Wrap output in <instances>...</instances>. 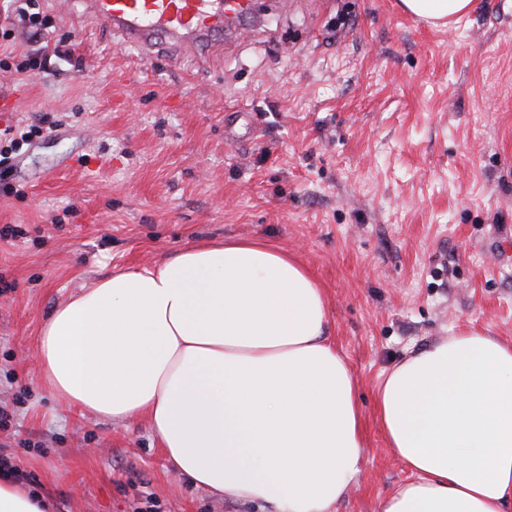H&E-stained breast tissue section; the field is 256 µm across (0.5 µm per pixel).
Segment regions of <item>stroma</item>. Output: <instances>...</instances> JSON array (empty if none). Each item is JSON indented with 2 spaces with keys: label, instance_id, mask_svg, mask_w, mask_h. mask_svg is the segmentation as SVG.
Wrapping results in <instances>:
<instances>
[{
  "label": "stroma",
  "instance_id": "obj_1",
  "mask_svg": "<svg viewBox=\"0 0 512 512\" xmlns=\"http://www.w3.org/2000/svg\"><path fill=\"white\" fill-rule=\"evenodd\" d=\"M0 71V130L40 126L0 172V455L53 512H256L188 487L146 419L73 413L38 383L55 306L112 273L259 237L324 288L358 384L361 473L336 512H380L410 473L375 394L465 327L512 341V0L451 30L398 0H257L241 35L143 49L71 0Z\"/></svg>",
  "mask_w": 512,
  "mask_h": 512
}]
</instances>
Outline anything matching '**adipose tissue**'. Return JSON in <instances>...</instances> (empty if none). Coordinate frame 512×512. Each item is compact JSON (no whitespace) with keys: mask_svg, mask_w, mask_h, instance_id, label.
Segmentation results:
<instances>
[{"mask_svg":"<svg viewBox=\"0 0 512 512\" xmlns=\"http://www.w3.org/2000/svg\"><path fill=\"white\" fill-rule=\"evenodd\" d=\"M455 26L477 0H401ZM323 289L259 239L191 247L56 306L36 355L46 391L112 423L146 418L180 476L261 512H335L361 472L358 385L328 338ZM376 411L411 473L380 512L512 506V342L458 330L381 378ZM51 500L0 476V512Z\"/></svg>","mask_w":512,"mask_h":512,"instance_id":"1","label":"adipose tissue"}]
</instances>
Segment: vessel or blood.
Listing matches in <instances>:
<instances>
[{
	"mask_svg": "<svg viewBox=\"0 0 512 512\" xmlns=\"http://www.w3.org/2000/svg\"><path fill=\"white\" fill-rule=\"evenodd\" d=\"M251 0H86L88 15L125 42L149 47L210 43L225 23L248 15Z\"/></svg>",
	"mask_w": 512,
	"mask_h": 512,
	"instance_id": "b4317fda",
	"label": "vessel or blood"
}]
</instances>
